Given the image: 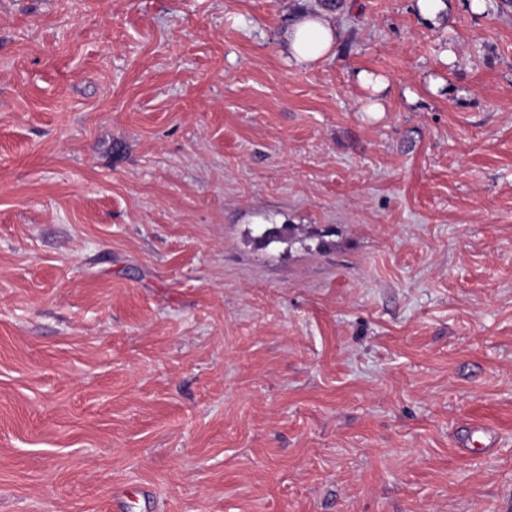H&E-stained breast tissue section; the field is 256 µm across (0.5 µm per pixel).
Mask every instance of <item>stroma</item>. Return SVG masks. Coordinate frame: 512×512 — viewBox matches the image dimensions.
<instances>
[{"mask_svg":"<svg viewBox=\"0 0 512 512\" xmlns=\"http://www.w3.org/2000/svg\"><path fill=\"white\" fill-rule=\"evenodd\" d=\"M447 2L292 68L325 0H0V512H512V5ZM357 81L361 87L370 92L371 98L368 103L363 107L367 112H381L384 111L382 103V95L389 87L388 80L381 76L368 71H360L357 74ZM255 227L249 229V235L253 242L263 248L269 247L273 243H283L288 240V246L299 243L301 247L310 249L306 244L307 237H299L296 234L295 224H255Z\"/></svg>","mask_w":512,"mask_h":512,"instance_id":"35a3bbf8","label":"stroma"}]
</instances>
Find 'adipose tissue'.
Wrapping results in <instances>:
<instances>
[{
    "instance_id": "obj_1",
    "label": "adipose tissue",
    "mask_w": 512,
    "mask_h": 512,
    "mask_svg": "<svg viewBox=\"0 0 512 512\" xmlns=\"http://www.w3.org/2000/svg\"><path fill=\"white\" fill-rule=\"evenodd\" d=\"M281 39L288 51L289 64L306 67L334 55L343 33L332 14L319 10H299Z\"/></svg>"
}]
</instances>
